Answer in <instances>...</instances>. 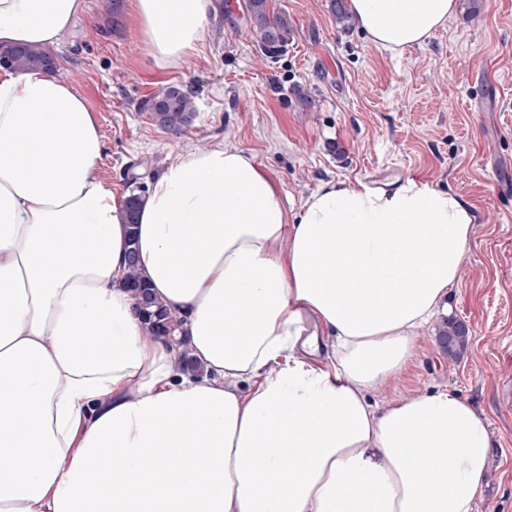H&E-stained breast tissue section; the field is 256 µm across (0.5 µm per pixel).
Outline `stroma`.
<instances>
[{
	"mask_svg": "<svg viewBox=\"0 0 512 512\" xmlns=\"http://www.w3.org/2000/svg\"><path fill=\"white\" fill-rule=\"evenodd\" d=\"M247 3L215 0L209 40L161 69L136 35L133 0H87L58 73L97 113L99 175L123 194L130 165L148 181L189 149L227 142L271 169L294 203L343 178L415 177L463 195L475 215L468 260L414 362L380 397L446 387L472 400L493 441L475 512H512V0L459 7L423 46L395 54L339 29L330 0H271L293 21L275 58L261 51ZM171 85L195 105L178 134L143 108ZM449 318L471 330L454 361L437 344Z\"/></svg>",
	"mask_w": 512,
	"mask_h": 512,
	"instance_id": "35a3bbf8",
	"label": "stroma"
}]
</instances>
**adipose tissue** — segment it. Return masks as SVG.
Here are the masks:
<instances>
[{
	"label": "adipose tissue",
	"instance_id": "adipose-tissue-1",
	"mask_svg": "<svg viewBox=\"0 0 512 512\" xmlns=\"http://www.w3.org/2000/svg\"><path fill=\"white\" fill-rule=\"evenodd\" d=\"M398 53L458 0H348ZM86 0H0V45H59ZM213 0H135L159 68L207 40ZM71 81L0 69V512H475L491 437L439 388L377 403L468 258L460 194L336 179L284 205L232 145L157 174L136 239L98 174ZM177 340L151 332L127 249ZM203 375L182 371V352Z\"/></svg>",
	"mask_w": 512,
	"mask_h": 512
}]
</instances>
